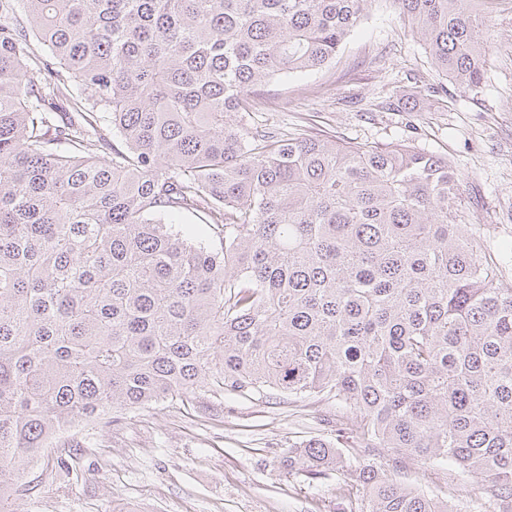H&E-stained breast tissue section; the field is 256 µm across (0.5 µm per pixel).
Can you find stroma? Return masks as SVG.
Wrapping results in <instances>:
<instances>
[{"mask_svg": "<svg viewBox=\"0 0 512 512\" xmlns=\"http://www.w3.org/2000/svg\"><path fill=\"white\" fill-rule=\"evenodd\" d=\"M493 30L482 86L463 93L436 70L392 0H374L335 61L264 86L268 108L249 124L276 135L303 133L367 145L406 142L446 157L458 177L466 223L480 225L485 253L512 284V0H477ZM335 400L316 403L277 392L200 396L116 414L111 426L65 433L77 441L71 465L53 450L29 468L30 494L15 512H347L356 500L339 473L319 480L286 474L288 448L336 435L354 422ZM390 476L466 507L481 485L451 467L425 470L413 459Z\"/></svg>", "mask_w": 512, "mask_h": 512, "instance_id": "stroma-1", "label": "stroma"}]
</instances>
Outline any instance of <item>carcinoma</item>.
Instances as JSON below:
<instances>
[{
	"label": "carcinoma",
	"mask_w": 512,
	"mask_h": 512,
	"mask_svg": "<svg viewBox=\"0 0 512 512\" xmlns=\"http://www.w3.org/2000/svg\"><path fill=\"white\" fill-rule=\"evenodd\" d=\"M372 2L0 0V512L60 433L202 391L335 399L356 424L280 464L349 476L359 512H459L373 452L512 512V285L448 159L244 122ZM392 2L445 77L482 85L476 0ZM168 221L175 224L176 230H180L188 235L191 239H205V229L202 222L192 216H184L183 214L169 215ZM390 470L388 475L393 480L460 505L462 511L474 501L485 502L481 485L459 476L453 467L445 466L429 472L417 460L405 459L399 468L393 471L390 466Z\"/></svg>",
	"instance_id": "1"
}]
</instances>
